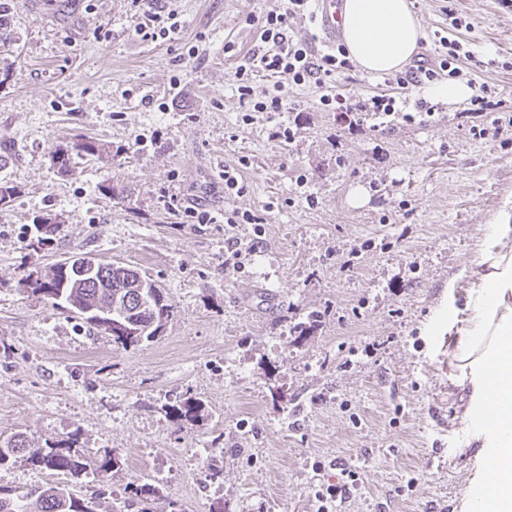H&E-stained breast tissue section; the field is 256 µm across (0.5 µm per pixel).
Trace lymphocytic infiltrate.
Wrapping results in <instances>:
<instances>
[{
	"instance_id": "f902f5d3",
	"label": "lymphocytic infiltrate",
	"mask_w": 512,
	"mask_h": 512,
	"mask_svg": "<svg viewBox=\"0 0 512 512\" xmlns=\"http://www.w3.org/2000/svg\"><path fill=\"white\" fill-rule=\"evenodd\" d=\"M308 2L286 0L282 11L270 12L258 19L260 43L248 62L237 66L233 74L240 102L252 112H285L292 108L288 100L289 87L312 83L324 88L320 102L334 111L348 115L369 111L385 116L394 112L395 97L380 94L356 102L335 89L337 74L351 67L345 47H338L333 54L318 55L307 40L290 35L291 20L303 16ZM136 30L149 32L154 39L171 41L180 32L181 24L175 11L165 10L158 0H146ZM468 55L459 40L440 37L436 62L416 61L408 71L396 76L395 82L399 89L406 90L458 75V64ZM262 71L274 75L275 81L271 89L259 92L254 88V79Z\"/></svg>"
}]
</instances>
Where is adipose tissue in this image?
Returning a JSON list of instances; mask_svg holds the SVG:
<instances>
[{"mask_svg":"<svg viewBox=\"0 0 512 512\" xmlns=\"http://www.w3.org/2000/svg\"><path fill=\"white\" fill-rule=\"evenodd\" d=\"M342 29L370 73L402 70L422 37L409 0H344ZM470 277L468 322L448 352V381L468 393L457 442L475 451L461 512H512V214L491 225Z\"/></svg>","mask_w":512,"mask_h":512,"instance_id":"adipose-tissue-1","label":"adipose tissue"}]
</instances>
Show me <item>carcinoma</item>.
Listing matches in <instances>:
<instances>
[{"instance_id":"cac0c4a2","label":"carcinoma","mask_w":512,"mask_h":512,"mask_svg":"<svg viewBox=\"0 0 512 512\" xmlns=\"http://www.w3.org/2000/svg\"><path fill=\"white\" fill-rule=\"evenodd\" d=\"M104 151L102 144L85 139L74 143L68 149L62 146L55 147L51 152V159L59 169L69 172L73 169V161L62 159L64 153L70 152L77 157H95ZM129 275L134 277L138 275V271L125 266L112 271L107 270L101 276L97 274L93 279L80 278L74 271H65L64 264L59 262L45 275L25 282V286L51 306L80 318L90 329L107 333L115 345L127 349L155 337L174 314V305L159 288L150 300V305L146 307L141 305L139 297L134 295L130 296L128 305L120 306L128 318L135 319L139 324V334L135 337L115 332L108 319H89L85 315V310L109 307L114 302L113 289L103 284V281L108 278L115 283ZM175 413L181 421L194 422L200 417L201 404L187 399ZM14 438V442L9 438L0 442V468L13 466L24 458L33 466L66 472L75 478L94 467L101 479L99 489L89 498L77 495L66 485H42L25 490L0 487V512H87L88 507L93 504L102 506V500L108 494L112 473L121 469L120 456L115 451L106 452L102 457L94 459L77 447L75 438L47 442L42 448L30 447L27 437L22 433L14 434ZM130 494L127 507L134 509V512H157L155 504L159 500V491L156 487L150 484L133 485Z\"/></svg>"}]
</instances>
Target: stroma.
Masks as SVG:
<instances>
[{
    "instance_id": "stroma-1",
    "label": "stroma",
    "mask_w": 512,
    "mask_h": 512,
    "mask_svg": "<svg viewBox=\"0 0 512 512\" xmlns=\"http://www.w3.org/2000/svg\"><path fill=\"white\" fill-rule=\"evenodd\" d=\"M6 2L0 180L17 193L0 208V433L120 453L102 512H126L129 485L144 482L159 490L158 512L172 501L182 512H318L317 491L345 467L359 480L334 512H460L473 471L472 449L455 445L466 395L448 381L451 338L434 316L464 302L488 225L512 209V143L474 135L512 119V5L410 0L425 57L449 13L462 19L455 36L471 55L459 79L494 84L500 115L355 66L338 90L393 96L395 114L351 127L321 105L324 88L294 85L296 108L279 116L289 143L272 138L268 113L243 123L232 85L260 42L251 16L283 0H171L182 24L171 42L136 33V0ZM87 138L104 154L60 173L52 150ZM242 157L248 191L225 198L211 163ZM168 194L265 222L192 224L166 208ZM42 217L58 229L40 243ZM257 234L244 270L226 273L227 242ZM354 248L357 265L341 270ZM76 253L162 288L175 306L164 331L119 349L26 290L30 273ZM312 314L316 330L298 336ZM368 342L375 356L362 354ZM188 397L202 405L196 423L167 415Z\"/></svg>"
}]
</instances>
